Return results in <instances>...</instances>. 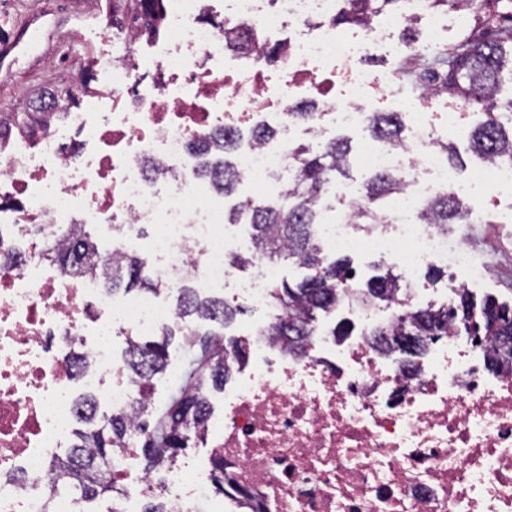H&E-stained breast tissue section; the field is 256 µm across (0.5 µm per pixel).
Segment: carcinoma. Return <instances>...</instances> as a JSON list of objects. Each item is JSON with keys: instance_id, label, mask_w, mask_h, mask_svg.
Returning <instances> with one entry per match:
<instances>
[{"instance_id": "cac0c4a2", "label": "carcinoma", "mask_w": 512, "mask_h": 512, "mask_svg": "<svg viewBox=\"0 0 512 512\" xmlns=\"http://www.w3.org/2000/svg\"><path fill=\"white\" fill-rule=\"evenodd\" d=\"M405 0H350V9L338 14L332 24L356 25L381 14H402ZM134 23L145 20L150 33L155 34L162 25L163 0H135V8L126 12ZM512 72V40L464 41L459 49L448 57V87L460 95L464 103L473 108L497 107L501 74ZM372 137L392 144L402 142L405 123L399 112H375L368 125ZM472 148L483 157L493 158L512 154V130H506L488 113V118L478 124L472 133ZM234 151V141L222 137L212 154L224 158L205 161L202 168L208 172L224 190V196L235 193L240 183L236 164L225 155ZM351 145L346 137H339L316 145L295 144L292 147L294 170L285 192V203L273 205L265 201L245 199L225 213V223L244 222L253 230L252 236L262 252L272 261L287 260L307 268L313 274L291 285L278 282L270 288L271 298L288 309V319L280 324L275 335L288 339L298 349L303 348L306 337L312 335L317 315L336 304L352 272L350 260L340 258L332 262L321 256L322 245L316 233L321 223L318 206L324 199L329 185L351 179ZM402 188L401 179L391 173H375L367 176L362 184L360 202L353 209V223L379 224L388 212L394 193ZM467 206L452 190L427 199L420 209L425 224H460L465 218ZM97 245L86 233L69 252L55 251L54 260L63 267H73L78 275L99 276L107 270L91 265V257ZM112 285H124L128 289L149 288L158 285L150 278L145 262L128 257L122 266L112 268ZM396 290V282L390 272L376 276L360 291L364 302L382 301L390 298ZM177 310L181 319L205 316L210 321L229 326L241 313V308L232 306L222 298H202L198 292L184 285L179 289ZM436 324L429 331L439 336L448 327V312H408L399 318V332L390 334L379 330L375 336L382 337L379 346L386 352L405 353L400 346L401 338L409 333L422 331V321ZM484 332L491 337L488 358L490 368L501 364L497 353V339L504 330L512 331V311L493 300L484 303ZM179 329L173 326L161 329L160 339L145 342L129 352L128 369L144 380L163 373L167 367L168 346ZM207 384L213 388L224 387V362L212 360L208 366ZM85 413L81 422L90 429L78 435V442L65 456L58 458L61 471L55 473V481L71 484L83 494L95 497L113 491L112 458L120 451L118 444L127 429L123 416H98L97 404L92 398H82ZM205 399L191 395L172 405L163 416L168 427L167 447L176 450L182 447L185 433L205 414Z\"/></svg>"}]
</instances>
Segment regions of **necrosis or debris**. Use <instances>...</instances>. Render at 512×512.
I'll list each match as a JSON object with an SVG mask.
<instances>
[{"label": "necrosis or debris", "instance_id": "necrosis-or-debris-1", "mask_svg": "<svg viewBox=\"0 0 512 512\" xmlns=\"http://www.w3.org/2000/svg\"><path fill=\"white\" fill-rule=\"evenodd\" d=\"M341 0H167V36L155 42L151 72L141 69L138 33L128 51L99 65L110 73L108 108L33 115L36 139L0 150V512H86L77 495L54 491V450L71 431L81 396L92 395L131 426L112 460L105 512H512V366L487 363L479 326L495 298L512 235L488 245L480 224L488 200L512 195V157L482 160L459 192L465 225L353 224L337 214L317 227L332 253L358 256L352 293L366 287L371 259L399 279L393 301L360 305L352 296L322 313L302 351L272 337L284 311L269 298L278 265L253 239L224 222V196L188 163L218 133L241 137L237 165L248 184L284 190L293 172L294 111L313 102L308 132L367 126L378 105L409 108L400 145L368 144L370 173L400 176L392 210L418 212L448 187L441 144L463 127L466 106L443 96L435 69L404 101L397 76L364 67L362 57L393 45L402 18L329 26ZM425 22L421 57L448 29L449 12L408 0ZM248 34L231 51L225 34ZM276 46L277 62L261 51ZM274 127L277 139L244 138ZM95 226L102 256L143 257L158 292L103 287L45 257ZM250 256L241 276L230 255ZM445 272L430 281L428 269ZM203 294L230 291L260 310L227 352L223 413H209L191 438L202 464L171 454L141 461L144 416L165 402L153 383L127 374L113 336L136 342L164 324L180 326L183 353L194 324L180 321L169 293L183 282ZM473 303L470 326L452 323L414 364L382 354L373 333L405 311L439 312L457 293Z\"/></svg>", "mask_w": 512, "mask_h": 512}]
</instances>
